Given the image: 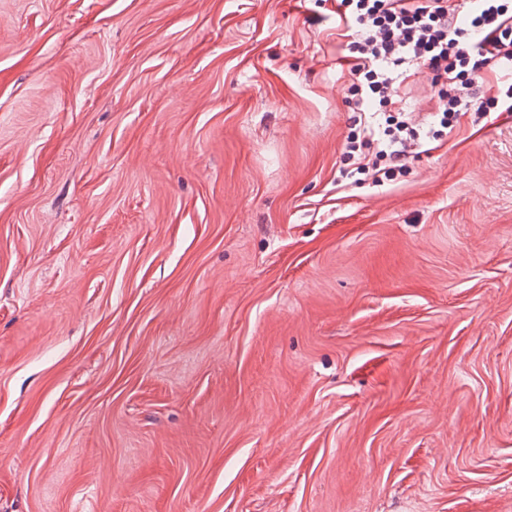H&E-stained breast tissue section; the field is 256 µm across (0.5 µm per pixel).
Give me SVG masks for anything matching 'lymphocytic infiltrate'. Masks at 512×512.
I'll use <instances>...</instances> for the list:
<instances>
[{
	"label": "lymphocytic infiltrate",
	"instance_id": "obj_1",
	"mask_svg": "<svg viewBox=\"0 0 512 512\" xmlns=\"http://www.w3.org/2000/svg\"><path fill=\"white\" fill-rule=\"evenodd\" d=\"M342 19L351 33L350 86L367 113L353 117L359 130L349 136L344 156L376 185L401 174L423 140L408 113L390 117L376 131L368 112L394 104L391 67L404 64L426 72L437 89L442 126L453 127L460 112L484 114V74L512 66V0H341ZM377 144L374 157L363 146Z\"/></svg>",
	"mask_w": 512,
	"mask_h": 512
}]
</instances>
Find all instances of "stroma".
Here are the masks:
<instances>
[{
    "mask_svg": "<svg viewBox=\"0 0 512 512\" xmlns=\"http://www.w3.org/2000/svg\"><path fill=\"white\" fill-rule=\"evenodd\" d=\"M339 2L0 0V512H512V112L342 179Z\"/></svg>",
    "mask_w": 512,
    "mask_h": 512,
    "instance_id": "35a3bbf8",
    "label": "stroma"
}]
</instances>
